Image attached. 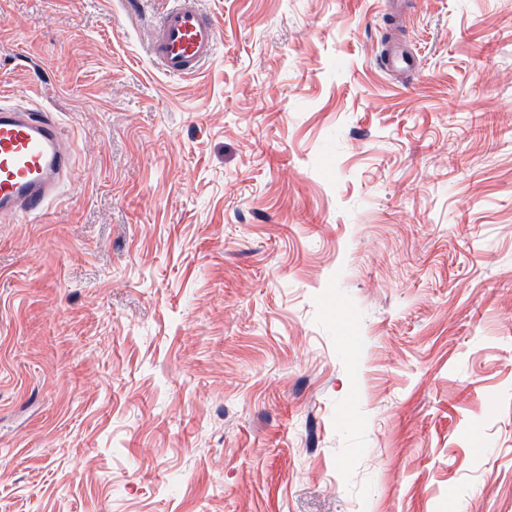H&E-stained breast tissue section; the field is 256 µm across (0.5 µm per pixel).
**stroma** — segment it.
Wrapping results in <instances>:
<instances>
[{
  "mask_svg": "<svg viewBox=\"0 0 512 512\" xmlns=\"http://www.w3.org/2000/svg\"><path fill=\"white\" fill-rule=\"evenodd\" d=\"M167 5L0 0L75 159L0 222V512H512V0H202L184 79ZM150 42L151 57L174 78L199 73L216 51L219 33L200 0H170ZM384 67L392 72H415L416 58L412 54L395 49L382 57Z\"/></svg>",
  "mask_w": 512,
  "mask_h": 512,
  "instance_id": "1",
  "label": "stroma"
}]
</instances>
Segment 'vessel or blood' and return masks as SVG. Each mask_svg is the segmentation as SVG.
<instances>
[{"instance_id":"obj_1","label":"vessel or blood","mask_w":512,"mask_h":512,"mask_svg":"<svg viewBox=\"0 0 512 512\" xmlns=\"http://www.w3.org/2000/svg\"><path fill=\"white\" fill-rule=\"evenodd\" d=\"M219 33L200 0H169L150 42V54L174 78L199 73L216 51ZM392 72L417 68L412 54L395 49L383 56ZM72 155L55 121L36 108L0 103V220L41 214L72 173Z\"/></svg>"}]
</instances>
